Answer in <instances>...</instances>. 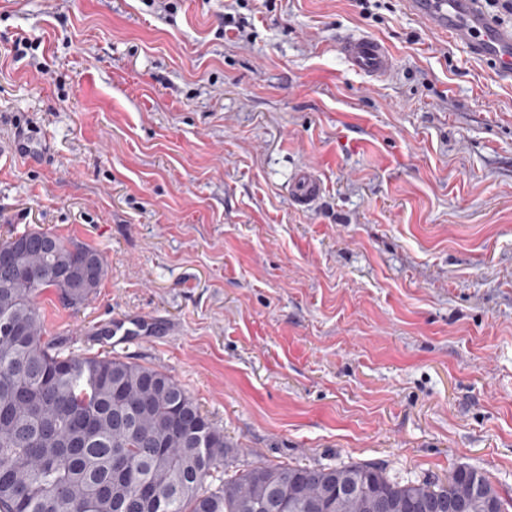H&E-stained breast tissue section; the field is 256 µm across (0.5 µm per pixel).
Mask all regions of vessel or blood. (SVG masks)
Segmentation results:
<instances>
[{"instance_id": "obj_1", "label": "vessel or blood", "mask_w": 512, "mask_h": 512, "mask_svg": "<svg viewBox=\"0 0 512 512\" xmlns=\"http://www.w3.org/2000/svg\"><path fill=\"white\" fill-rule=\"evenodd\" d=\"M482 0H403L406 11L416 16L433 34L464 45L469 52L487 61L499 78L512 76V25L500 23L481 8ZM338 49L352 70L375 80L386 79L396 63L388 47L366 35L344 36ZM323 193V183L310 169H299L290 199L298 206L314 204Z\"/></svg>"}]
</instances>
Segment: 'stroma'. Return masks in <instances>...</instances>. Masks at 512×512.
Listing matches in <instances>:
<instances>
[{
	"instance_id": "obj_1",
	"label": "stroma",
	"mask_w": 512,
	"mask_h": 512,
	"mask_svg": "<svg viewBox=\"0 0 512 512\" xmlns=\"http://www.w3.org/2000/svg\"><path fill=\"white\" fill-rule=\"evenodd\" d=\"M0 0V238L101 251L65 352L166 370L228 470H481L512 501V81L402 0ZM238 11L242 34L224 30ZM386 43L385 80L339 34ZM38 41L12 58V39ZM301 166L323 184L295 207ZM145 315L153 336L99 338ZM338 49L348 67L374 80H384L394 71L396 63L388 47L367 34L343 36Z\"/></svg>"
}]
</instances>
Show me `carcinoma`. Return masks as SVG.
Segmentation results:
<instances>
[{
  "label": "carcinoma",
  "instance_id": "1",
  "mask_svg": "<svg viewBox=\"0 0 512 512\" xmlns=\"http://www.w3.org/2000/svg\"><path fill=\"white\" fill-rule=\"evenodd\" d=\"M102 253L28 229L0 241V512H425L504 502L480 470L399 479L372 462L255 465L222 478L224 433L167 372L118 356L64 354L46 339L49 288L77 309ZM219 481L206 483L207 478Z\"/></svg>",
  "mask_w": 512,
  "mask_h": 512
}]
</instances>
